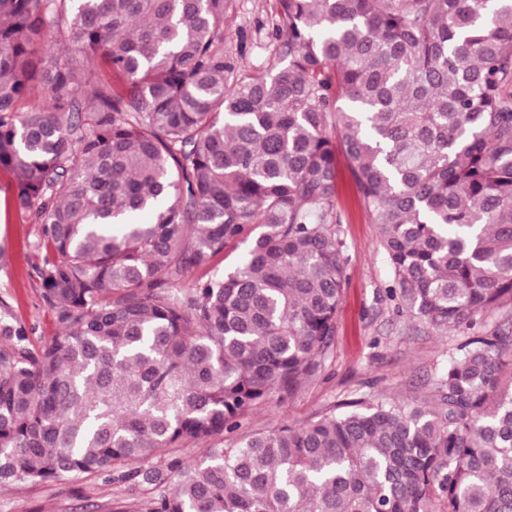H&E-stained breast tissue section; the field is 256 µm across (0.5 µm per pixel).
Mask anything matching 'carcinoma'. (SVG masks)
Returning <instances> with one entry per match:
<instances>
[{
	"instance_id": "carcinoma-1",
	"label": "carcinoma",
	"mask_w": 512,
	"mask_h": 512,
	"mask_svg": "<svg viewBox=\"0 0 512 512\" xmlns=\"http://www.w3.org/2000/svg\"><path fill=\"white\" fill-rule=\"evenodd\" d=\"M231 4L0 0L6 208L57 326L0 316V486L207 443L145 512H512V0H275L259 66ZM340 157L401 309L470 334L412 405L214 443L331 351Z\"/></svg>"
}]
</instances>
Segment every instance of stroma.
<instances>
[{"mask_svg":"<svg viewBox=\"0 0 512 512\" xmlns=\"http://www.w3.org/2000/svg\"><path fill=\"white\" fill-rule=\"evenodd\" d=\"M273 0H233L224 22V49L260 65L272 57ZM336 208L347 258L336 335L321 369L295 393L271 395L244 419L242 432L283 422L300 423L357 398L409 402L426 395L435 371L468 335L466 329L437 332L398 313L390 291L394 272L347 167H340ZM38 227L0 212V307L22 325L36 348L56 331L35 267L43 260L33 244ZM156 487L109 475L66 476L44 485L0 488V512H145Z\"/></svg>","mask_w":512,"mask_h":512,"instance_id":"1","label":"stroma"}]
</instances>
